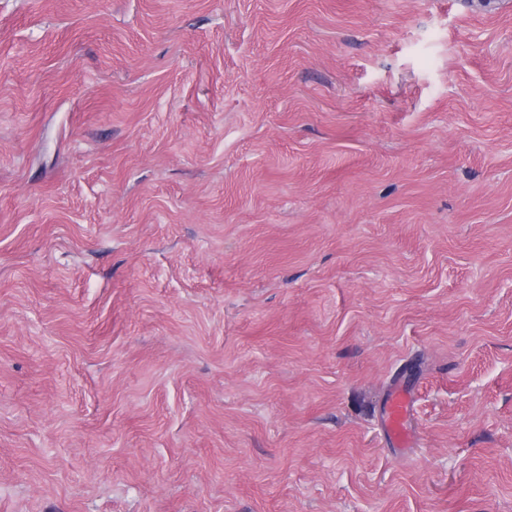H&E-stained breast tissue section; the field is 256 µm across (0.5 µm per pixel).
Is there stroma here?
Wrapping results in <instances>:
<instances>
[{"mask_svg":"<svg viewBox=\"0 0 512 512\" xmlns=\"http://www.w3.org/2000/svg\"><path fill=\"white\" fill-rule=\"evenodd\" d=\"M0 512H512V0H0ZM409 402L405 395L396 393L391 397L387 411V426L399 446L406 447L411 439L407 421Z\"/></svg>","mask_w":512,"mask_h":512,"instance_id":"35a3bbf8","label":"stroma"}]
</instances>
